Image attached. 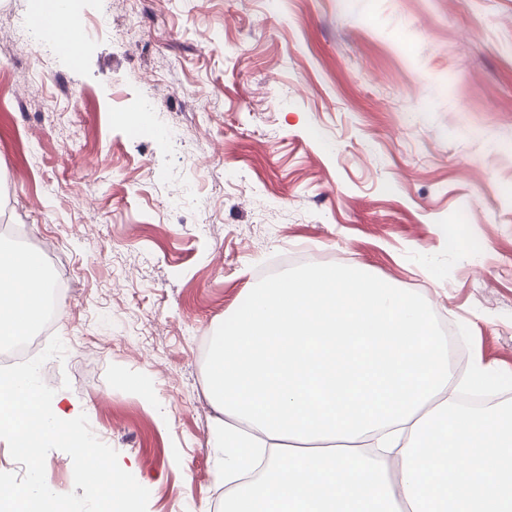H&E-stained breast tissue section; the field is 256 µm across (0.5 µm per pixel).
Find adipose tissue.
I'll return each mask as SVG.
<instances>
[{
	"label": "adipose tissue",
	"instance_id": "1",
	"mask_svg": "<svg viewBox=\"0 0 512 512\" xmlns=\"http://www.w3.org/2000/svg\"><path fill=\"white\" fill-rule=\"evenodd\" d=\"M51 294L34 250L0 248V342ZM434 311L367 268L314 266L251 289L208 347L224 512H512V405L478 415Z\"/></svg>",
	"mask_w": 512,
	"mask_h": 512
}]
</instances>
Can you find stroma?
I'll use <instances>...</instances> for the list:
<instances>
[{"mask_svg": "<svg viewBox=\"0 0 512 512\" xmlns=\"http://www.w3.org/2000/svg\"><path fill=\"white\" fill-rule=\"evenodd\" d=\"M72 4L89 38L38 56L39 0H0V227L55 241L42 378L147 512H224L209 338L272 276L365 265L430 303L455 377L512 379V0Z\"/></svg>", "mask_w": 512, "mask_h": 512, "instance_id": "stroma-1", "label": "stroma"}]
</instances>
